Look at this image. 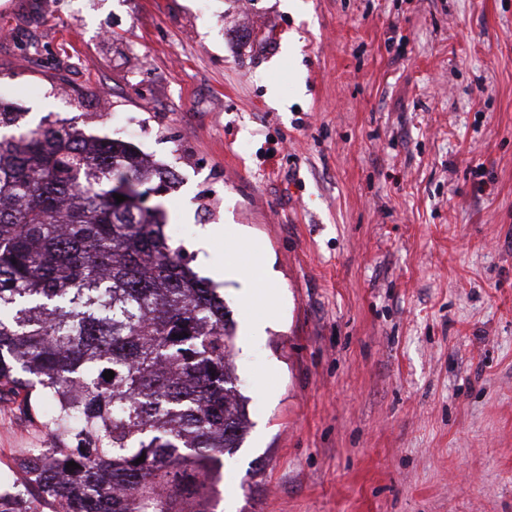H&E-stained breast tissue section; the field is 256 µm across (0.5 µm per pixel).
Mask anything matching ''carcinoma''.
Returning a JSON list of instances; mask_svg holds the SVG:
<instances>
[{
  "label": "carcinoma",
  "mask_w": 512,
  "mask_h": 512,
  "mask_svg": "<svg viewBox=\"0 0 512 512\" xmlns=\"http://www.w3.org/2000/svg\"><path fill=\"white\" fill-rule=\"evenodd\" d=\"M176 183L61 119L0 133V400L57 438L0 512H210L250 423L224 297L150 203Z\"/></svg>",
  "instance_id": "cac0c4a2"
}]
</instances>
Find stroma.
Instances as JSON below:
<instances>
[{"label":"stroma","instance_id":"stroma-1","mask_svg":"<svg viewBox=\"0 0 512 512\" xmlns=\"http://www.w3.org/2000/svg\"><path fill=\"white\" fill-rule=\"evenodd\" d=\"M0 0V87L133 143L223 286L251 428L215 512H512V0ZM110 95L101 111V92ZM51 447L0 402V476ZM212 277L217 282L237 283L243 299H249L259 287L269 282L271 273L268 268L264 272L259 263H254L248 269H242L240 266L230 263L227 266L224 265L223 272L213 273Z\"/></svg>","mask_w":512,"mask_h":512}]
</instances>
